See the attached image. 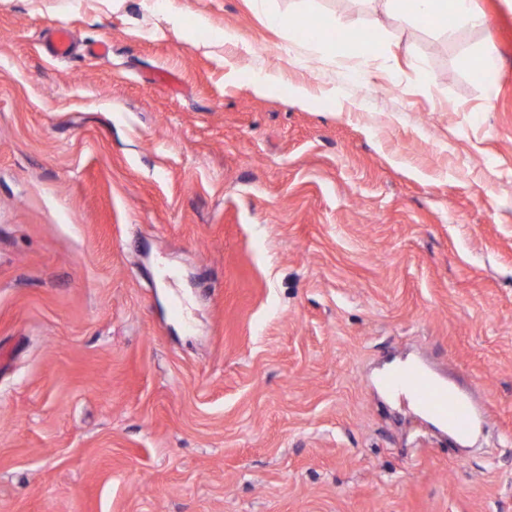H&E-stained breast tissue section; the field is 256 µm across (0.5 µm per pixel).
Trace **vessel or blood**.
<instances>
[{"mask_svg":"<svg viewBox=\"0 0 512 512\" xmlns=\"http://www.w3.org/2000/svg\"><path fill=\"white\" fill-rule=\"evenodd\" d=\"M380 384L459 441L468 439L484 416L464 391L440 379L422 363H406L385 372Z\"/></svg>","mask_w":512,"mask_h":512,"instance_id":"obj_1","label":"vessel or blood"}]
</instances>
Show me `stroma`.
Segmentation results:
<instances>
[{
  "instance_id": "stroma-1",
  "label": "stroma",
  "mask_w": 512,
  "mask_h": 512,
  "mask_svg": "<svg viewBox=\"0 0 512 512\" xmlns=\"http://www.w3.org/2000/svg\"><path fill=\"white\" fill-rule=\"evenodd\" d=\"M274 6L383 40L0 0V512H512V0ZM413 358L469 445L377 386ZM391 10L390 17L400 20V15L409 12L416 20L432 21L445 18L448 13L455 19V26H469L475 28H486L487 20L473 9L472 0H387ZM413 4V7H410ZM453 18L440 24L441 27H452Z\"/></svg>"
}]
</instances>
